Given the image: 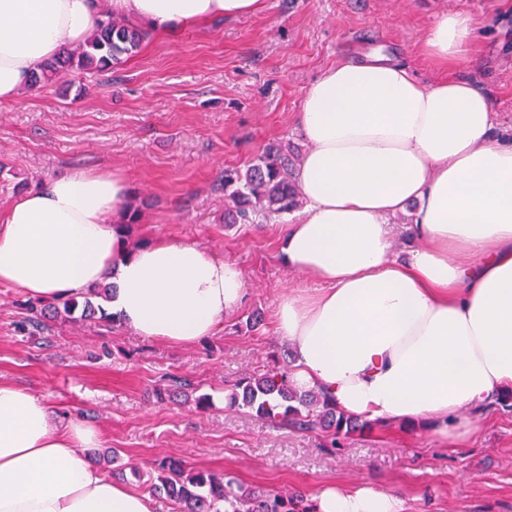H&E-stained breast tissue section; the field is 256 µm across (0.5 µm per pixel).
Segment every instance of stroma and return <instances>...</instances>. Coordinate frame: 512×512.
I'll list each match as a JSON object with an SVG mask.
<instances>
[{
    "instance_id": "1",
    "label": "stroma",
    "mask_w": 512,
    "mask_h": 512,
    "mask_svg": "<svg viewBox=\"0 0 512 512\" xmlns=\"http://www.w3.org/2000/svg\"><path fill=\"white\" fill-rule=\"evenodd\" d=\"M448 12L470 15L477 38L464 61L443 69L424 39ZM377 50L428 83L471 81L512 124V0H261L255 14L145 39L112 71L27 87L0 104V208L65 170L110 166L140 198L136 238L193 242L243 270L245 304L191 347L146 340L119 323L51 321L36 330L26 294L0 285V380L100 425L101 453H117L112 467L133 489L146 492L147 477L171 457L246 487L307 497L328 482H361L396 490L405 512H512L510 407L463 413L473 432L454 448L420 422L377 425L334 449L323 433L221 400L243 375L291 361L273 312L287 289L307 285L280 265L268 219L225 223L224 170L246 168L271 143L305 152L294 114L309 86L328 67ZM256 311L262 322L252 328ZM182 379L194 397H216L214 408L158 398Z\"/></svg>"
}]
</instances>
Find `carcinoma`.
<instances>
[{"instance_id":"cac0c4a2","label":"carcinoma","mask_w":512,"mask_h":512,"mask_svg":"<svg viewBox=\"0 0 512 512\" xmlns=\"http://www.w3.org/2000/svg\"><path fill=\"white\" fill-rule=\"evenodd\" d=\"M146 37L145 31L100 9L92 35L83 44L62 51L33 76L31 85H48L60 81L74 70L110 71L122 57L135 54ZM295 148L288 144H271L256 155L245 169L224 170V223L246 224L256 217L282 216L296 209L302 199L294 182ZM141 209L135 205L125 213L118 228L131 236L139 224ZM110 286L98 284L82 299L56 298L36 308L31 322L37 326L44 320L68 322L114 321L102 302L109 299ZM230 408L247 409L256 416L280 424L327 434L328 447L340 440L364 434L373 424L345 416L336 410L323 393L302 392L291 386L288 370L277 375H250L240 380L225 396ZM149 490L164 495L176 512H309L301 495L288 496L275 490L243 488L223 475L189 470L181 460L165 459L158 464L157 476Z\"/></svg>"}]
</instances>
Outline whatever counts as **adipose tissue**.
I'll return each mask as SVG.
<instances>
[{
    "mask_svg": "<svg viewBox=\"0 0 512 512\" xmlns=\"http://www.w3.org/2000/svg\"><path fill=\"white\" fill-rule=\"evenodd\" d=\"M113 16L171 37L259 0H108ZM99 0H0V103L83 43ZM476 37L441 16L425 47L441 67ZM295 123L305 206L281 225L280 255L308 287L274 318L294 345L293 387L380 423L426 420L454 440L462 412L512 393V130L464 79L436 84L385 55L327 68ZM131 199L117 169H74L16 197L0 217V284L36 299L112 283L107 310L138 336L188 347L240 308L237 262L166 239L133 245L117 229ZM415 206L414 245L393 250L391 216ZM103 438L79 416L0 380V512H155L154 501L84 457ZM313 512H404L391 491L325 484Z\"/></svg>",
    "mask_w": 512,
    "mask_h": 512,
    "instance_id": "1",
    "label": "adipose tissue"
}]
</instances>
